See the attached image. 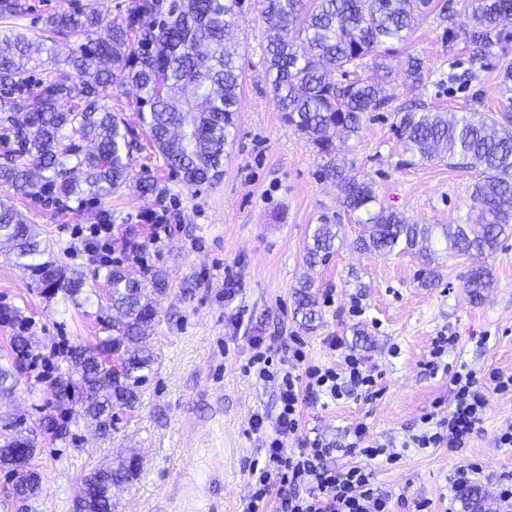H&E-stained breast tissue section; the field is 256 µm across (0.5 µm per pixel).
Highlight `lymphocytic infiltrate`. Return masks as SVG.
I'll return each instance as SVG.
<instances>
[{
	"mask_svg": "<svg viewBox=\"0 0 512 512\" xmlns=\"http://www.w3.org/2000/svg\"><path fill=\"white\" fill-rule=\"evenodd\" d=\"M329 346L339 352L340 362L331 367L311 365L301 374L295 365L305 354L298 346L289 364L275 361L266 350L250 359L258 380L275 383L278 412L265 441L264 464L256 471L255 489L244 512H391L392 497L376 486L369 464L380 458L391 463L399 454L368 444L365 426L354 429L349 445L364 457L361 465H328L332 450L317 439L293 455L284 452L286 441L299 428L303 405L366 393L376 384L363 359L341 339H331ZM450 384L452 409L440 418L431 412L423 416V428L412 438L415 447L453 452L465 448L482 428L491 395L512 393V373L497 370L485 377L462 364L451 373Z\"/></svg>",
	"mask_w": 512,
	"mask_h": 512,
	"instance_id": "1",
	"label": "lymphocytic infiltrate"
}]
</instances>
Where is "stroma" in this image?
I'll return each mask as SVG.
<instances>
[{
    "label": "stroma",
    "mask_w": 512,
    "mask_h": 512,
    "mask_svg": "<svg viewBox=\"0 0 512 512\" xmlns=\"http://www.w3.org/2000/svg\"><path fill=\"white\" fill-rule=\"evenodd\" d=\"M27 2L29 12L14 25L37 41L50 14L79 4L113 18L129 0ZM477 5L432 0L431 9L418 14L407 41L387 60V105L368 113L348 142L354 171L374 181L380 204L413 224L477 221L472 191L481 173L448 159L417 162L403 154L391 129L396 109L417 101L451 112L512 115V86L500 78L512 66V50L490 58L476 79L448 78L451 64L468 57L464 45H449L448 22L471 20ZM262 8V0H242L240 108L221 177L189 188L168 173L151 147L139 154V163L166 189L165 206L173 213L167 235L155 234L153 218L161 208L155 197L130 188L98 205L75 199L61 205L15 202L46 258L70 274L90 271L87 257L73 245L78 236H89L99 209L110 210L113 263L164 283L152 296L156 317L149 342L156 364L140 404L107 435L82 421L65 438L41 441L31 464L42 474V489L32 508L77 512L83 475L134 454L138 473L113 486L114 512H242L249 466L264 454L265 434L252 431L249 420L277 411L275 385L244 370L254 342L284 355L294 337L309 361L331 364L338 355L327 340L337 336L364 358L379 393L304 408L287 451L320 438L334 449L332 464L357 463L348 445L362 423L372 439L401 454L396 463L372 464L377 487L393 496V512H413L417 500L428 502V512H448V477L469 462L484 468L474 485L485 494L486 512H498L495 480L512 473V447H499L496 435L512 423V394L491 396L482 430L461 453L414 448L408 441L421 430L425 413L447 411L452 399L448 372L427 365L434 337H454L449 364L463 363L480 374L512 372V237L487 258L494 284L476 303L463 287L472 258L438 248L442 277L424 288L425 264L413 253L381 257L356 250L362 232L356 215L343 206L335 185L320 180L314 147L282 122L271 99ZM410 55L424 61L427 76L418 85L405 77ZM324 220L340 225L344 243L316 269L320 317L305 326L294 313V288L307 272V239ZM112 316L104 304L78 306L40 294L13 252L0 249V357L9 354L12 336L24 334L29 344L11 393L0 395V430L31 427L55 414L54 383L71 368L63 357H51V350L95 343Z\"/></svg>",
    "instance_id": "1"
}]
</instances>
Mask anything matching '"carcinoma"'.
I'll return each mask as SVG.
<instances>
[{
  "label": "carcinoma",
  "mask_w": 512,
  "mask_h": 512,
  "mask_svg": "<svg viewBox=\"0 0 512 512\" xmlns=\"http://www.w3.org/2000/svg\"><path fill=\"white\" fill-rule=\"evenodd\" d=\"M240 0H130L125 14L107 18L89 7L57 13L46 20L47 41L84 36L85 43L67 68L38 77L30 63L44 43L14 33L8 21L28 11L22 0H0V245L9 244L16 264L31 273L42 291L62 294L73 303L103 296L120 320L110 334L90 346L66 353L73 374L56 382L59 414L44 417L26 434H0V471L14 497L35 499L41 475L32 468L38 437L69 433L73 416L65 400L76 392L82 417L102 434L120 413L135 411L141 387L153 372L147 347L155 310L147 280L119 265L67 275L54 261L42 260L30 226L14 199L63 202L72 197L99 202L133 183L141 195L161 199L165 189L146 167L135 170L140 133L104 103L114 86L137 90L135 105L149 144L185 186L217 180L224 167L231 130L236 126L240 72L236 18ZM266 63L271 94L282 120L318 150L319 178L336 185L342 204L358 214L363 234L357 248L378 256L413 252L433 262V238L439 233L449 249L481 259L512 236V120L507 126L483 112L424 111L419 106L394 112L391 128L403 152L428 161L440 154L480 168L484 177L473 196L482 209L478 224H409L378 202L375 184L353 172L341 157L337 133L360 129L365 116L387 104L376 82L338 83L335 71L373 61L387 68L393 45L407 40L415 12L430 0H263ZM469 48L471 70L482 71L494 50L512 42V0H481L476 24L448 27V42ZM88 142L91 148L83 149ZM338 225L318 224L305 245V264L313 269L336 251ZM493 285L489 268L469 270L464 288L473 302ZM313 280L295 291V314L311 323L318 316ZM137 457L118 468L90 469L82 478L78 512H112V485L133 478ZM464 512H482L477 489L462 498Z\"/></svg>",
  "instance_id": "obj_1"
}]
</instances>
